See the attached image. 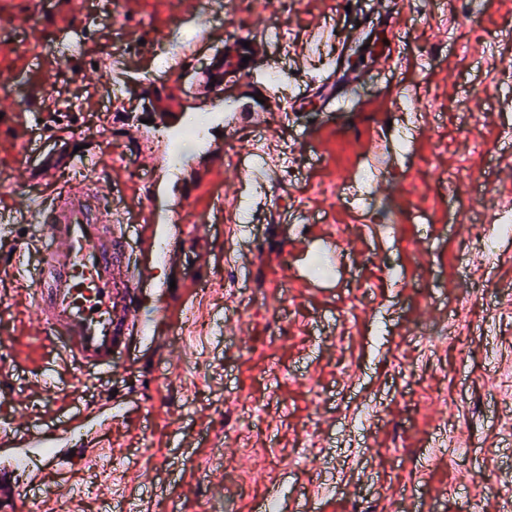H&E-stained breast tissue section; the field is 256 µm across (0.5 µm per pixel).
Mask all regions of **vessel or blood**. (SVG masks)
Instances as JSON below:
<instances>
[{"instance_id":"vessel-or-blood-1","label":"vessel or blood","mask_w":512,"mask_h":512,"mask_svg":"<svg viewBox=\"0 0 512 512\" xmlns=\"http://www.w3.org/2000/svg\"><path fill=\"white\" fill-rule=\"evenodd\" d=\"M264 55V39L254 36L246 43L239 39L225 43L211 56L203 78L212 85L215 112L224 107L225 77L242 72L260 88H267L265 70L241 68L243 57L258 60ZM155 120L180 135L188 131L194 116L183 110L179 96L173 94L167 112L156 115ZM41 153L42 145L35 141L22 152L28 173L40 181L76 160L69 151L59 161L46 163L41 161ZM157 195V187H150L147 214L139 226L140 249L146 261L135 270L122 260L126 226L119 211L106 204L99 184L86 181L64 188L37 214L43 244L40 266L31 278V301L43 333L60 340L78 366L112 367L129 328L139 342L154 346L160 341L155 325L167 318V306L156 307L147 315L138 299L156 291L154 266L184 253L187 234L176 229L183 221L182 214L159 210ZM94 425V417L75 406L25 431H1L0 447L10 451L15 466L35 459L44 472L63 482L72 462L61 453V445L81 441ZM0 512H50V508L42 490L17 485L10 472L0 468Z\"/></svg>"}]
</instances>
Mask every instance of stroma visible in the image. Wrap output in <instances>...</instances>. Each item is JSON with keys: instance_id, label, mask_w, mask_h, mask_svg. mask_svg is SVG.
Wrapping results in <instances>:
<instances>
[{"instance_id": "1", "label": "stroma", "mask_w": 512, "mask_h": 512, "mask_svg": "<svg viewBox=\"0 0 512 512\" xmlns=\"http://www.w3.org/2000/svg\"><path fill=\"white\" fill-rule=\"evenodd\" d=\"M384 2L377 13L371 0H44L35 13L44 43L67 24L85 51L54 57L22 32L0 48V207L51 200L18 175L26 142L42 130L57 143L82 135V179L114 190L133 223L132 265L151 179L135 160L161 154L165 133L130 140L127 123L162 111L174 85L210 121L195 74L213 43L188 47L177 77L159 67L162 49L192 31L267 35L262 64L283 68L295 108L254 125L256 93L239 81L230 97L243 114L216 140L221 171L184 149L187 192L169 201L196 231L158 275L201 315L162 350H123L112 371L75 369L41 335L29 282L0 283V427L52 419L74 386L95 410L111 391L126 402L124 422L103 419L99 431L119 456L76 457L70 512H113L122 499L137 512L226 501L249 512L271 489L296 512L301 492L317 488L322 512H387L409 486L421 512H471L476 499L505 512L512 391L495 407L485 394L488 375L512 380V237L491 256L471 242L479 211L512 205V0H490L474 17L469 0ZM24 51L31 64L19 61ZM110 56L127 71L118 91L98 67ZM332 91L349 92L351 105L328 120ZM412 97L424 107L407 111ZM256 145L287 152L293 166L272 183L240 180ZM460 170L480 173L479 191L455 181ZM216 194L223 210L212 208ZM326 246L337 256L330 280L305 269L306 252ZM198 247L210 260L202 293L181 285ZM46 372L57 388L43 396L35 381ZM239 392L259 415L235 412L228 398ZM334 485L344 493L330 494Z\"/></svg>"}]
</instances>
